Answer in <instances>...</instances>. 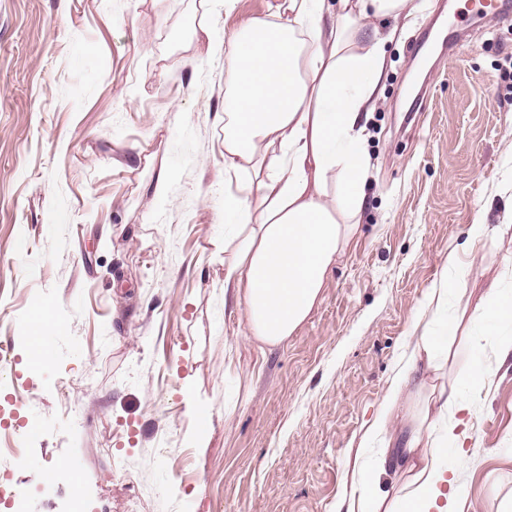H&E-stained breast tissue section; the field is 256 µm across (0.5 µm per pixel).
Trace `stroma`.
Masks as SVG:
<instances>
[{"label":"stroma","mask_w":512,"mask_h":512,"mask_svg":"<svg viewBox=\"0 0 512 512\" xmlns=\"http://www.w3.org/2000/svg\"><path fill=\"white\" fill-rule=\"evenodd\" d=\"M415 3L363 118L361 226L263 353L224 305L225 35L269 0H0V427L26 436L0 480L27 512H335L416 336L446 328L428 303L449 255V316L512 290V18ZM445 25L469 34L452 54ZM471 400L464 479L496 512L512 371Z\"/></svg>","instance_id":"stroma-1"}]
</instances>
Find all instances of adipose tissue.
Listing matches in <instances>:
<instances>
[{"instance_id": "ef3b65f1", "label": "adipose tissue", "mask_w": 512, "mask_h": 512, "mask_svg": "<svg viewBox=\"0 0 512 512\" xmlns=\"http://www.w3.org/2000/svg\"><path fill=\"white\" fill-rule=\"evenodd\" d=\"M412 0H271L268 13L228 37L234 59L224 115V173L254 174L224 196V291L259 350L281 346L308 319L343 256L364 206V113L379 98L385 19L410 16ZM492 340L494 360L466 387L487 389L512 368V294L490 284L468 316ZM448 336L423 331L369 434L372 467L336 512H466L468 458L462 386L432 384ZM395 477L394 492L380 491Z\"/></svg>"}]
</instances>
